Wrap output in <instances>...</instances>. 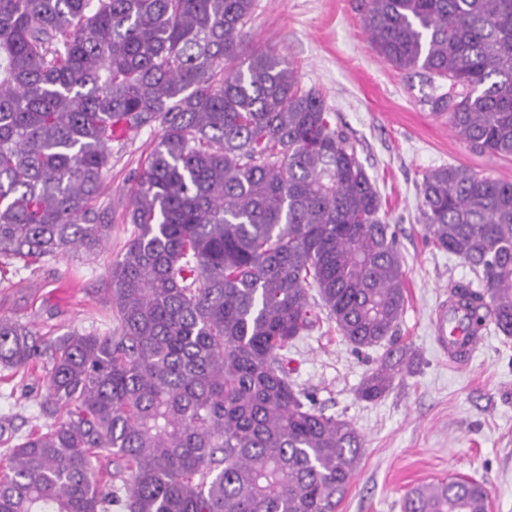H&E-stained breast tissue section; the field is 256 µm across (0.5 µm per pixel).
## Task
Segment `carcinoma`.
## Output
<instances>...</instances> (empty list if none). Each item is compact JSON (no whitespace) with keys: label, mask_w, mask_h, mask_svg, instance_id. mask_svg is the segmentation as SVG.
I'll list each match as a JSON object with an SVG mask.
<instances>
[{"label":"carcinoma","mask_w":512,"mask_h":512,"mask_svg":"<svg viewBox=\"0 0 512 512\" xmlns=\"http://www.w3.org/2000/svg\"><path fill=\"white\" fill-rule=\"evenodd\" d=\"M254 0H0V255L94 252L117 134L163 128L108 269L115 332L47 341L0 319V367L50 366L53 422L9 449L0 512H336L363 442L288 376L319 313L383 345L358 396L408 371L396 231L355 146L271 51L245 54ZM393 68L448 80L433 108L477 153L512 157V0H364ZM433 246L463 259L469 330L512 338V182L463 165L421 185ZM112 457L114 473L95 462ZM450 478L403 512H487Z\"/></svg>","instance_id":"1"}]
</instances>
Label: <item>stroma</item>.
<instances>
[{
	"label": "stroma",
	"mask_w": 512,
	"mask_h": 512,
	"mask_svg": "<svg viewBox=\"0 0 512 512\" xmlns=\"http://www.w3.org/2000/svg\"><path fill=\"white\" fill-rule=\"evenodd\" d=\"M248 49H269L316 90L332 122L355 141L358 158L381 196V214L397 231L408 280V302L396 337L412 346L410 373L375 401L357 389L382 348L354 350L335 323L321 321L288 352L291 379L317 407L350 422L364 439L360 461L336 512H402L411 488L465 475L484 482L488 512H512V339L489 332L468 366L449 363L435 348L436 305L453 283L472 281L458 257L425 238L420 185L431 170L464 165L512 181V158L470 151L446 116L429 102L421 71L393 69L373 51L362 0H254ZM162 134L152 124L109 145L112 167L99 199L112 210V238L94 252L25 262L0 257V317L48 338L71 331H113L104 295L107 269L132 227L125 206L134 175ZM44 370H0V459L18 437L40 429Z\"/></svg>",
	"instance_id": "35a3bbf8"
}]
</instances>
